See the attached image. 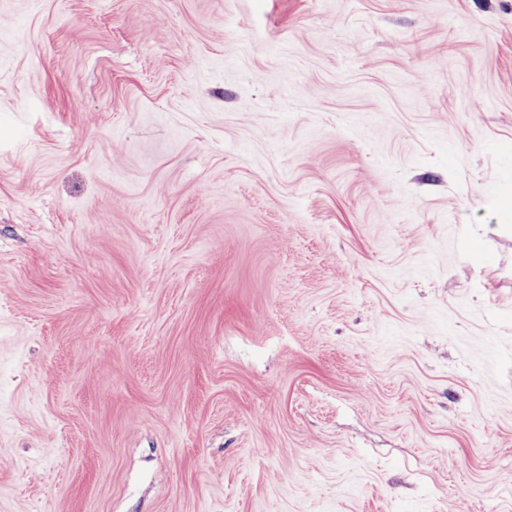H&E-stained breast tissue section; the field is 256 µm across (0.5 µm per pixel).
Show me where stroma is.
<instances>
[{"label": "stroma", "mask_w": 512, "mask_h": 512, "mask_svg": "<svg viewBox=\"0 0 512 512\" xmlns=\"http://www.w3.org/2000/svg\"><path fill=\"white\" fill-rule=\"evenodd\" d=\"M0 512H512V0H0Z\"/></svg>", "instance_id": "35a3bbf8"}]
</instances>
